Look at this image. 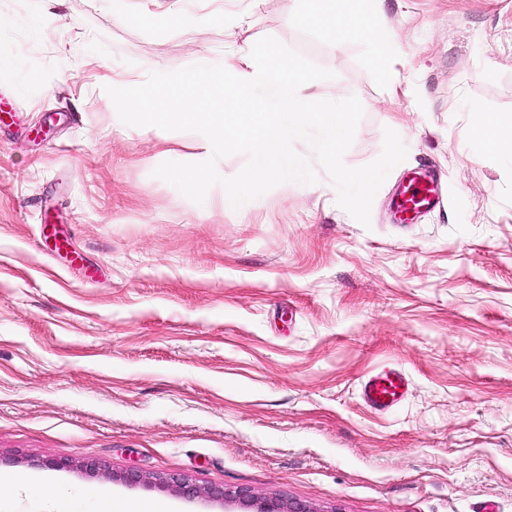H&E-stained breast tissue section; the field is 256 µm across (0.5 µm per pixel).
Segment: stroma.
Masks as SVG:
<instances>
[{
  "instance_id": "1",
  "label": "stroma",
  "mask_w": 512,
  "mask_h": 512,
  "mask_svg": "<svg viewBox=\"0 0 512 512\" xmlns=\"http://www.w3.org/2000/svg\"><path fill=\"white\" fill-rule=\"evenodd\" d=\"M125 5L192 20L0 0V473L170 512L239 505L122 474L315 512H512V152L474 134L476 110L512 116V0H382L367 25L400 45L398 97L371 41L304 23L296 0ZM264 36L333 71L313 99L361 101L345 165L374 161L387 127L406 145L370 227L323 170L245 211L216 185L199 211L153 171L200 161V136L126 125L103 95ZM425 167L444 202L398 223L391 199ZM389 366L410 392L378 414L359 385ZM118 20L123 23H139L144 21H153L170 28H180L185 26L190 18L178 12H169L164 14H156L150 11L129 12L121 11L117 14ZM121 480L129 483H137V482H158L159 484L168 485L174 487L182 496L194 498V497H209L215 500L225 501L228 497H231L232 494L229 491L224 490V487L220 486H211V487H201L199 485L190 483L185 478L175 477L173 476H151L150 474H146L138 469H130L126 471Z\"/></svg>"
}]
</instances>
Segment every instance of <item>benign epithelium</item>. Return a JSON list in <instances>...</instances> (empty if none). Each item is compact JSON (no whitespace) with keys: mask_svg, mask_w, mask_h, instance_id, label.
I'll use <instances>...</instances> for the list:
<instances>
[{"mask_svg":"<svg viewBox=\"0 0 512 512\" xmlns=\"http://www.w3.org/2000/svg\"><path fill=\"white\" fill-rule=\"evenodd\" d=\"M121 480L129 483L137 482H158L160 484L168 485L176 489L177 493L182 496L194 497H209L215 500L225 501L228 497L232 496L224 488L220 486L201 487L199 485L189 482L185 478L175 476H151L138 469H130L126 471ZM234 499L245 509L257 507L256 512H312V510L305 504L292 505L284 503L278 499L264 500L256 502L255 498L246 490H240L233 495Z\"/></svg>","mask_w":512,"mask_h":512,"instance_id":"obj_1","label":"benign epithelium"}]
</instances>
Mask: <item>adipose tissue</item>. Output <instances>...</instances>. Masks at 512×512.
Returning a JSON list of instances; mask_svg holds the SVG:
<instances>
[{"label":"adipose tissue","mask_w":512,"mask_h":512,"mask_svg":"<svg viewBox=\"0 0 512 512\" xmlns=\"http://www.w3.org/2000/svg\"><path fill=\"white\" fill-rule=\"evenodd\" d=\"M305 22L331 25L336 35H365V21L379 11L380 0H297ZM25 494L31 500L42 503L44 512H165L156 503L111 502L102 491L85 493L57 489L46 493L37 482L18 483L7 475L0 476V512H10L13 498Z\"/></svg>","instance_id":"obj_1"}]
</instances>
